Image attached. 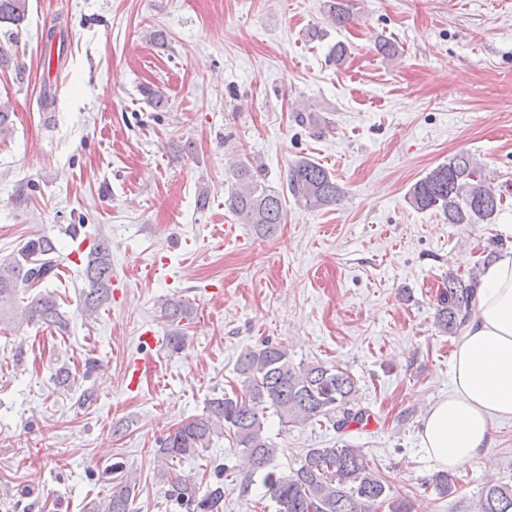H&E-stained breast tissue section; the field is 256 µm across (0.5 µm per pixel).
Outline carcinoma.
Here are the masks:
<instances>
[{
	"label": "carcinoma",
	"instance_id": "obj_1",
	"mask_svg": "<svg viewBox=\"0 0 512 512\" xmlns=\"http://www.w3.org/2000/svg\"><path fill=\"white\" fill-rule=\"evenodd\" d=\"M351 0H327L330 21L338 27L350 23ZM27 0H0V23L20 25ZM238 187L227 205L239 223L261 236H269L284 223L281 193L260 182L249 168L232 164ZM286 187L294 200L311 209L337 204L343 191L321 164L301 158L289 167ZM417 211L437 210L455 226L490 224L502 207L489 175L470 154L462 152L432 168L406 194ZM82 312L91 315L112 297V249L105 238L97 239L84 254ZM61 255L54 241L36 234L12 256L0 260V324L22 328L29 324L66 327L57 294L46 284L58 277ZM478 278L464 280L448 274V287L438 299L435 325L452 335L464 323L475 296ZM34 292L28 302L19 294ZM162 316L171 324L189 317L191 308L182 300H167ZM237 386L208 400L203 414L188 420L157 441L154 449L158 475L166 499L185 512H223L224 474L201 486L190 477L171 476L174 460L197 457L214 437L228 436L244 454L249 477H262L265 494L278 512H415L413 502L393 492L388 480L369 462L360 448H309L287 474L270 468L276 452L265 432L267 412L282 425L313 423L324 418L342 431L366 414L357 406V384L353 376L320 362L294 364L288 350L266 344L248 348L236 360ZM112 492L90 504L88 512H133L137 479L122 462L107 471ZM433 488L444 498L456 491L445 471L433 478ZM476 512H512V486L489 480L482 487Z\"/></svg>",
	"mask_w": 512,
	"mask_h": 512
}]
</instances>
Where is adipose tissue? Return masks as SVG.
I'll return each mask as SVG.
<instances>
[{"label": "adipose tissue", "instance_id": "obj_1", "mask_svg": "<svg viewBox=\"0 0 512 512\" xmlns=\"http://www.w3.org/2000/svg\"><path fill=\"white\" fill-rule=\"evenodd\" d=\"M512 420V248L486 266L455 342L448 392L427 412L421 448L441 470L487 458L495 422Z\"/></svg>", "mask_w": 512, "mask_h": 512}]
</instances>
